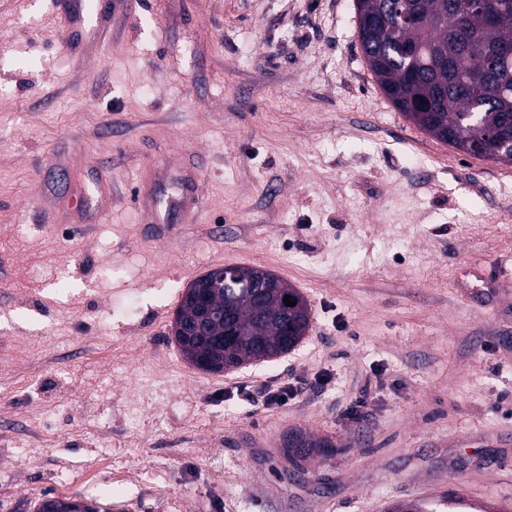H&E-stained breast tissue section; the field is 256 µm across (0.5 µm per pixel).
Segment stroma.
<instances>
[{
	"label": "stroma",
	"mask_w": 512,
	"mask_h": 512,
	"mask_svg": "<svg viewBox=\"0 0 512 512\" xmlns=\"http://www.w3.org/2000/svg\"><path fill=\"white\" fill-rule=\"evenodd\" d=\"M188 155L202 217L164 240L151 217L178 215L149 209L178 197ZM505 256L512 164L392 104L355 0H145L76 55L55 0H0V512L47 494L100 512H512ZM221 265L306 299L293 350L223 373L183 359L182 295ZM266 384L297 395L265 408ZM298 431L325 449L295 467Z\"/></svg>",
	"instance_id": "stroma-1"
}]
</instances>
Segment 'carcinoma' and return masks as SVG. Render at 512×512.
I'll return each mask as SVG.
<instances>
[{
	"label": "carcinoma",
	"instance_id": "carcinoma-1",
	"mask_svg": "<svg viewBox=\"0 0 512 512\" xmlns=\"http://www.w3.org/2000/svg\"><path fill=\"white\" fill-rule=\"evenodd\" d=\"M501 11L492 25L485 23L475 0H355L362 53L378 84L421 129L448 146L474 156L498 159L499 143L512 139V0H500ZM408 45L405 57L399 46ZM239 288L211 294L217 310L229 308L230 317L216 319L212 330L222 336L237 334L226 346L180 335L179 324L191 320L195 309L182 299L172 327L183 357L196 368L215 373L223 365L239 368L256 362L259 346L276 352L293 350L310 327L311 309L287 282L269 289L263 311H258L247 286L261 273L257 268H235ZM296 296L283 317L284 294ZM296 447L292 459L304 460L325 444L302 432L290 436ZM99 512L71 497L46 496L36 512Z\"/></svg>",
	"mask_w": 512,
	"mask_h": 512
}]
</instances>
